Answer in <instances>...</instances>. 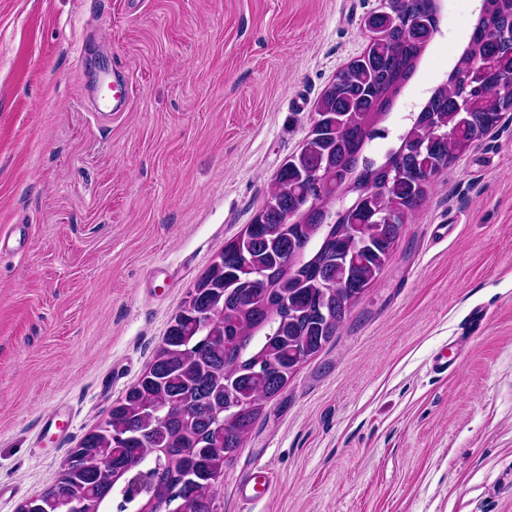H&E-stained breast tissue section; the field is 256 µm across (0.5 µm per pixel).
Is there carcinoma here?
<instances>
[{
  "mask_svg": "<svg viewBox=\"0 0 512 512\" xmlns=\"http://www.w3.org/2000/svg\"><path fill=\"white\" fill-rule=\"evenodd\" d=\"M431 2L408 0L405 30L386 14L373 16L378 41L323 90L319 124L279 170L244 237L226 242L219 263L195 283L150 374L112 404L104 422L71 451L59 482L44 492L58 512L80 494L85 512H111L134 466L149 472L150 496L174 512H216L224 467L263 403L283 389L298 358L308 360L336 337L344 307L378 279L432 178L508 110L496 86L512 80V45L501 40L512 27V0H485L468 48L448 81L409 116L400 146L380 165L363 156L390 95L437 31L436 23L422 24ZM476 55L492 63V82L473 106L465 141L436 137L420 153L405 152L403 146L428 136L429 113L444 126L456 122ZM317 173L355 194L347 208L331 211L328 197L306 212L302 192ZM384 198L393 214L378 224Z\"/></svg>",
  "mask_w": 512,
  "mask_h": 512,
  "instance_id": "obj_1",
  "label": "carcinoma"
}]
</instances>
